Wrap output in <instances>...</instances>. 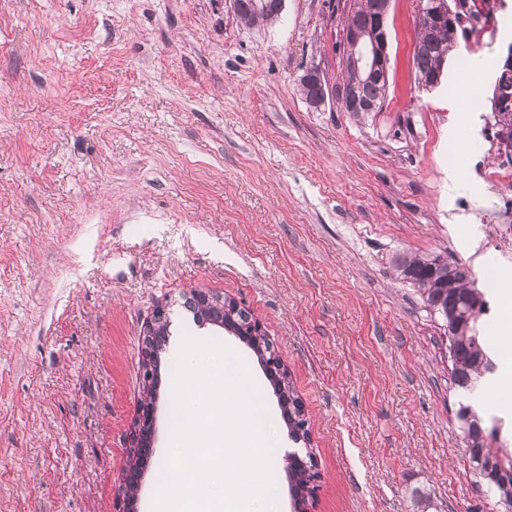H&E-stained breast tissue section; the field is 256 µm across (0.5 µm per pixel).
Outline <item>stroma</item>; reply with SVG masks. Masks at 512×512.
Segmentation results:
<instances>
[{
  "mask_svg": "<svg viewBox=\"0 0 512 512\" xmlns=\"http://www.w3.org/2000/svg\"><path fill=\"white\" fill-rule=\"evenodd\" d=\"M339 0H286L280 22L244 27L229 0H0V512H115L124 435L141 396L143 331L169 307V359L183 334L221 341L258 388L273 439L291 447L270 381L246 344L195 325L208 289L263 324L303 400L319 479L311 512H505L467 473L448 335L401 253L512 272V207L475 164L501 166L476 121L448 158L460 58L486 57L487 92L512 46V0L461 46L432 91L411 72L419 0H393L386 108L357 120L309 111L297 78L340 77ZM456 169L461 187H448ZM489 331L495 372L476 394L512 451V303ZM172 382L159 385L164 467ZM273 458V512H292Z\"/></svg>",
  "mask_w": 512,
  "mask_h": 512,
  "instance_id": "35a3bbf8",
  "label": "stroma"
}]
</instances>
